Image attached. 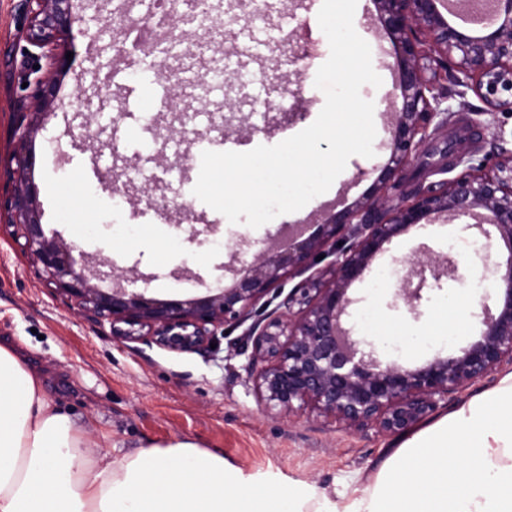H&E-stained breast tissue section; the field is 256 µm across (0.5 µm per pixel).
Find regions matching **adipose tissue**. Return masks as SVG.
<instances>
[{
	"label": "adipose tissue",
	"mask_w": 512,
	"mask_h": 512,
	"mask_svg": "<svg viewBox=\"0 0 512 512\" xmlns=\"http://www.w3.org/2000/svg\"><path fill=\"white\" fill-rule=\"evenodd\" d=\"M469 303L451 295L423 333L379 324L413 350L455 342ZM0 512H512V373L448 415L404 434L351 495L245 477L181 441L115 456L52 403L43 380L0 346Z\"/></svg>",
	"instance_id": "adipose-tissue-1"
}]
</instances>
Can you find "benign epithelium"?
<instances>
[{"instance_id": "7a95c632", "label": "benign epithelium", "mask_w": 512, "mask_h": 512, "mask_svg": "<svg viewBox=\"0 0 512 512\" xmlns=\"http://www.w3.org/2000/svg\"><path fill=\"white\" fill-rule=\"evenodd\" d=\"M28 35L35 46L72 35L71 0H34ZM379 21L396 47L392 68L396 93L390 104L389 156L379 166L373 192L338 211L321 216V235L289 237L282 251L265 249L239 269L240 281L217 294L163 302L137 291L145 280L134 273L107 291L91 288L88 276L112 280V263L88 266L83 253L46 236L34 208L35 195L18 187L8 203L25 245L47 278L97 315L124 323L120 335L146 340L173 351H204L216 330L235 324L287 272L307 268L325 246L336 253L328 280L292 289L288 312L270 318L248 337L252 352L249 381L265 409L296 416L312 407L348 429L374 427L383 435H400L420 424L440 401L512 365V152L497 154L489 166L466 163L467 141L453 142L456 164L465 168L440 188L422 187L398 207L386 197L389 184L414 158L436 117L426 95L428 84L420 60L417 33H426L432 50L452 61L486 112H512V0H494V10L479 31L458 26L441 10V0H374ZM15 159L33 164L26 150L29 127L18 123ZM446 214L476 228L484 244L482 263L491 292L469 313L480 325L479 336L458 354L407 367L381 358L372 342L353 334L347 318L356 299L351 286L392 242L424 228L435 215ZM459 261H440L424 248L414 254L410 270L395 293L392 307L404 304L419 318L426 285L443 276L455 278Z\"/></svg>"}]
</instances>
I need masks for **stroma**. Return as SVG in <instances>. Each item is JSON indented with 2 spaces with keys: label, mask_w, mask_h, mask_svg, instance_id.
<instances>
[{
  "label": "stroma",
  "mask_w": 512,
  "mask_h": 512,
  "mask_svg": "<svg viewBox=\"0 0 512 512\" xmlns=\"http://www.w3.org/2000/svg\"><path fill=\"white\" fill-rule=\"evenodd\" d=\"M113 8V0H72V43L66 48H37L26 39L31 21L28 0H0V344L19 349L43 376L47 397L103 432L105 447L112 454L189 440L223 455L244 475L273 484L292 480L351 494L358 480L370 475L382 451L393 447L394 438L371 426L344 428L309 409L290 420L267 412L246 382L248 356L242 351L250 327L287 311L293 288L315 277H329L333 256L318 260L311 268L294 270L245 315L240 326L217 334L215 349L173 352L114 336L108 321L80 312L74 299L42 276L4 202L13 195L18 177H25L35 187L36 207L47 234L57 235L91 258L111 260L116 274H144L139 288L155 299L179 301L213 295L218 288L235 285L234 267L249 263L256 249L285 248L284 225L298 222L306 225L308 234H317L319 216L328 205H352L371 190L378 176L376 167L386 159L384 144L390 124L386 103L395 73L389 67L378 68L381 86L367 84L361 89L362 97L374 104L373 157H351L327 196L312 199L298 216L285 214L258 228L233 224L193 194L197 172L180 171L177 157L194 154L195 147L173 113L158 109L168 93L167 81L147 89L132 73L113 76L111 50L87 31L89 16L99 15L109 23ZM317 14L309 0H279L269 24L287 28L288 47L297 52L315 44L320 30ZM242 37V59L252 70L257 88L274 73L291 84L303 83L315 78L328 59L323 53L291 65L255 46L252 30H244ZM67 51L73 55L68 62L63 59ZM457 76L453 62L444 57L425 71L449 128L467 139L472 163L489 161L502 150L512 151V112H494L476 121L474 113L482 102L471 89L457 83ZM112 82L123 85L124 99L108 106L112 152L98 159L94 144L83 138L84 126L99 106V87ZM323 106V93L315 88L301 99L289 100L285 112L277 113L275 122L268 124L243 94L232 123H225L220 112L212 113L210 121L214 130L229 129L232 138L249 151L259 145H276L304 130ZM144 112L152 113L157 127L166 131L162 137L150 135L145 144L126 136L133 116ZM22 115L34 127L29 142L33 164L20 175L14 159V130ZM116 159L143 172L130 192L124 223L147 230L166 224L177 236L178 249L155 247L148 238L134 247L114 241L108 227L113 198L103 180ZM457 172L443 133L431 132L390 195L394 202H406L418 187L441 184ZM161 173L167 176L168 201H188L190 214L174 210L164 216L142 203V196L150 193ZM68 181L79 184L84 199L86 230L78 238L64 227L63 198L49 192L50 185ZM191 216L217 225V241H190L185 224ZM463 237L459 221L444 215L434 221L431 234L423 240L443 257L449 241ZM423 240L413 233L403 235L391 251L400 257L411 255ZM377 277L371 267L355 283L356 314L375 307L386 320L416 332L430 327L442 298L467 290L463 280L442 278L439 289L424 302L422 316L416 318L406 308H391L395 289L374 290Z\"/></svg>",
  "instance_id": "stroma-1"
}]
</instances>
